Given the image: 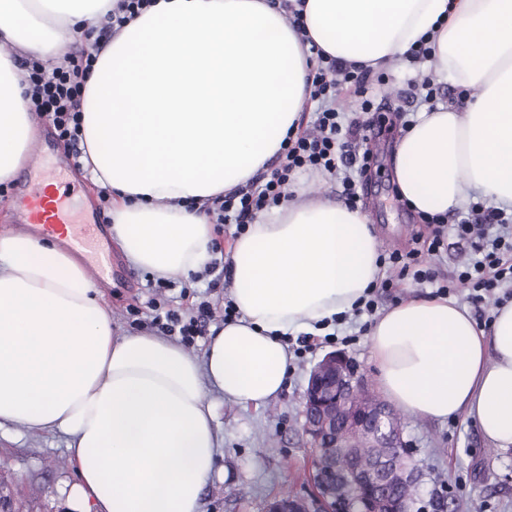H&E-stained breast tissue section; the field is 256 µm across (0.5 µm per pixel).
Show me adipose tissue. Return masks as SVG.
I'll list each match as a JSON object with an SVG mask.
<instances>
[{
	"mask_svg": "<svg viewBox=\"0 0 512 512\" xmlns=\"http://www.w3.org/2000/svg\"><path fill=\"white\" fill-rule=\"evenodd\" d=\"M116 0H0V185L30 156L31 89L16 51L66 66ZM300 9L302 28L286 17ZM428 37L430 65L472 89L420 112L395 154L397 191L448 215L471 190L512 206V0H154L101 44L82 100L83 163L111 198L112 241L159 278L213 259L207 200L250 185L295 137L312 48L378 70ZM361 209L297 189L231 247L234 320L203 356L123 332L85 265L25 230L0 232V425L69 436L71 512H201L220 438L209 390L248 407L283 390L289 335L329 327L381 277ZM490 330L451 298L405 296L368 328L376 382L403 413L465 414L512 448V301Z\"/></svg>",
	"mask_w": 512,
	"mask_h": 512,
	"instance_id": "1",
	"label": "adipose tissue"
}]
</instances>
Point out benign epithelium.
Masks as SVG:
<instances>
[{
    "label": "benign epithelium",
    "mask_w": 512,
    "mask_h": 512,
    "mask_svg": "<svg viewBox=\"0 0 512 512\" xmlns=\"http://www.w3.org/2000/svg\"><path fill=\"white\" fill-rule=\"evenodd\" d=\"M302 415L312 493L275 499L266 512H412L422 474L401 422L345 353L331 352L313 368Z\"/></svg>",
    "instance_id": "1"
}]
</instances>
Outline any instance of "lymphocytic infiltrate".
Instances as JSON below:
<instances>
[{
  "instance_id": "obj_1",
  "label": "lymphocytic infiltrate",
  "mask_w": 512,
  "mask_h": 512,
  "mask_svg": "<svg viewBox=\"0 0 512 512\" xmlns=\"http://www.w3.org/2000/svg\"><path fill=\"white\" fill-rule=\"evenodd\" d=\"M94 61V53L88 50L70 59L64 67L49 69L36 61L27 65L35 112L51 123L60 141L75 148L82 139L79 106L84 79ZM371 75L367 68L345 67L333 60L319 61L310 95L316 105L312 130L301 131L296 139L288 141L277 166L269 174L259 177L249 188L215 198L207 210L214 214L216 223L244 229L257 213L285 200L289 182L300 170L339 176L343 199L357 204L370 158L369 151L361 150L359 143L379 121L371 113ZM343 86L352 90L356 98L358 118H348L337 104ZM450 235L468 244L469 256L447 283L442 284L434 266ZM386 262L391 275L381 281L382 291H389L398 280L409 275L416 283L436 286L441 294L467 289V299L475 311H487L512 299V212L474 204L456 224H432L419 248L390 253ZM211 315L210 306L204 301L199 305L198 317L185 320L178 311L170 309L155 313L151 324L162 335L181 336L188 344L201 335V322Z\"/></svg>"
}]
</instances>
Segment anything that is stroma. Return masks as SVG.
I'll list each match as a JSON object with an SVG mask.
<instances>
[{"instance_id":"stroma-1","label":"stroma","mask_w":512,"mask_h":512,"mask_svg":"<svg viewBox=\"0 0 512 512\" xmlns=\"http://www.w3.org/2000/svg\"><path fill=\"white\" fill-rule=\"evenodd\" d=\"M384 82L375 87V109L387 114V129L364 146L373 150L363 210L374 226L381 252L403 249L409 233L425 229L418 214L399 199L393 181V150L402 133V112L425 109L422 84L433 79L439 104L463 103L462 88L451 78L429 77L414 64L392 62L383 71ZM30 162L8 185H0V230L18 228L14 208L25 184L40 182L45 173L69 186L75 217L92 211L98 224L110 223V204L101 200L102 189L90 176L68 162L69 154L56 141L48 123H41ZM150 273L131 268L120 252L112 254V283L106 299L113 323L131 332L144 329L150 319L149 299L164 308L180 307L181 292L209 293L217 305L229 298V278L210 288L212 273L201 277H175L174 288H149ZM361 323L349 317L337 323L334 340L302 351L284 392L267 404L241 407L217 392L208 397L217 405L216 424L224 442L216 474L203 492V512H265L267 503L281 495H305L310 449L302 432V395L312 368L327 353L341 351L356 364L368 388H375L371 348ZM403 438L418 465L422 480L413 512H433L432 502L444 501V512H512V450L491 446L465 417L436 421L402 416ZM68 438L58 431H30L12 425L0 429V495L11 498L14 512H68L66 490L74 480L67 460Z\"/></svg>"}]
</instances>
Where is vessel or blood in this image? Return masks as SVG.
<instances>
[{"mask_svg": "<svg viewBox=\"0 0 512 512\" xmlns=\"http://www.w3.org/2000/svg\"><path fill=\"white\" fill-rule=\"evenodd\" d=\"M66 195V190L53 183L33 188L21 203L19 217L22 222L38 225L40 230L66 234L77 251H93L89 273L93 279H104L112 273L110 255L84 225L73 221L64 202Z\"/></svg>", "mask_w": 512, "mask_h": 512, "instance_id": "1", "label": "vessel or blood"}]
</instances>
